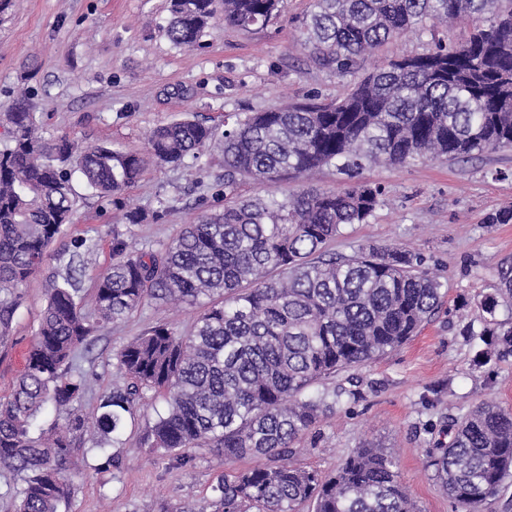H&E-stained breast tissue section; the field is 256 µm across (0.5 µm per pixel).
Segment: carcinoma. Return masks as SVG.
I'll use <instances>...</instances> for the list:
<instances>
[{
	"mask_svg": "<svg viewBox=\"0 0 512 512\" xmlns=\"http://www.w3.org/2000/svg\"><path fill=\"white\" fill-rule=\"evenodd\" d=\"M214 0H170L166 35L176 47L198 44L215 16ZM282 0H224V24L267 23ZM475 22L461 44L387 61L331 103L307 102L246 115H224V210L185 225L163 249H132L112 230V265L86 295L75 244L64 271L50 278L37 337L9 395L0 398V467L19 481L16 512H62L74 493L67 465L88 429L91 451L114 465L109 442L135 423L145 395L160 391L164 412L146 426L144 445L158 457L218 448L224 460L258 463L218 478L201 512H422L407 495L398 463L380 448L349 454L324 475L293 462L294 444L334 410L315 385L397 350L441 305L445 284L421 254L365 244L351 255L329 245L348 224H362L381 189L361 178L367 162L403 164L458 159L512 147V0H311L299 23L301 43L318 68L356 73L366 53L427 22ZM0 150V338L12 327L21 289L72 223L79 173L102 198L142 177L145 156L103 144L75 147L38 135L28 98L7 114ZM211 139L184 119L157 128L148 156L182 164ZM334 166L348 177L339 190L300 189L281 198L241 199L240 181L297 179ZM191 328L156 325L115 354L123 382L100 396L89 416L75 407L87 389L73 368L99 325L123 321L148 302L195 304ZM90 301L97 324L83 313ZM512 302V261L498 268L481 302L495 336L483 363L512 356V321L496 311ZM63 423L41 428L43 412ZM429 466L457 512H482L512 475V410L492 402L442 425L425 449Z\"/></svg>",
	"mask_w": 512,
	"mask_h": 512,
	"instance_id": "1",
	"label": "carcinoma"
}]
</instances>
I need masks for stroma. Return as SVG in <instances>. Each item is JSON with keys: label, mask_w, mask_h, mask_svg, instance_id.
<instances>
[{"label": "stroma", "mask_w": 512, "mask_h": 512, "mask_svg": "<svg viewBox=\"0 0 512 512\" xmlns=\"http://www.w3.org/2000/svg\"><path fill=\"white\" fill-rule=\"evenodd\" d=\"M309 8L310 0H286L278 16L247 30L216 17L191 49L173 46L164 34L169 0H12L0 13V143L5 114L24 90L49 142L64 136L79 145L143 153L150 132L163 124L196 119L212 131L197 163H148L118 203L74 180V221L23 288L11 333L0 340V396L10 393L24 368L49 278L75 241L95 242L80 275L88 292L112 263L113 231L133 247L158 249L183 224L223 208L215 185L224 174L226 113L262 112L309 98L330 102L349 91L353 77L313 66L300 44L298 22ZM433 39L403 34L366 56L361 70L424 52ZM362 177L381 186L382 201L367 223L346 226L331 251L349 255L377 243L421 252L446 293L441 308L404 346L356 371L355 396L343 398L335 413L305 434L299 460L330 474L358 446L373 443L397 458L403 485L423 512H455L426 463L437 425L485 400L512 408V357L476 366L477 344L465 334L470 327L482 330L481 302L493 291L498 264L512 259V223L486 221L512 206V150L466 160L372 163ZM307 184L336 190L345 180L330 167L306 182L248 179L239 194L279 198ZM131 208L140 210L141 223H128ZM198 312L195 305L148 303L123 322L98 328L91 349L77 357L89 381L82 412L92 413L116 382L113 355L121 346L159 322L187 331ZM165 407L163 396H147L136 425L111 447L119 467L100 469L89 452L91 439L83 440L68 467L74 486L68 512H199L211 501L226 469L223 454L192 448L179 459H158L140 443L146 424Z\"/></svg>", "instance_id": "35a3bbf8"}]
</instances>
